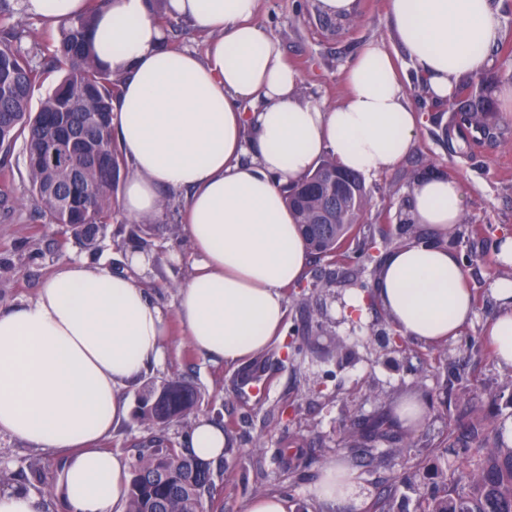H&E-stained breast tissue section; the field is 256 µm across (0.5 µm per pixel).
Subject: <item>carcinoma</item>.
<instances>
[{
	"instance_id": "1",
	"label": "carcinoma",
	"mask_w": 512,
	"mask_h": 512,
	"mask_svg": "<svg viewBox=\"0 0 512 512\" xmlns=\"http://www.w3.org/2000/svg\"><path fill=\"white\" fill-rule=\"evenodd\" d=\"M111 4L112 0H89L88 11L62 27L48 68L37 65L18 46V33L0 32V148L23 141L31 197L51 222L71 225L74 238L86 246L94 241L84 236L80 225L97 224L105 235L117 219L112 191L123 166V153L112 135V102L121 79L99 62L87 38L96 14ZM52 71L61 72L62 77L33 113L32 97ZM493 86V79L483 74L469 77L462 96L448 103V111L461 116V125L477 131L497 125ZM59 112L69 113L71 125L106 157L105 167L87 170L84 185L71 180V169L82 166L84 159L70 156L63 167L43 162L50 137L47 122ZM339 171L336 160L327 155L312 173L284 187L286 203L300 224L306 246L321 263L310 288L326 295L333 294L344 267L349 284L368 288L362 275L367 266L377 271L383 264L386 255L380 247L425 235L407 213L395 229L362 223L365 203L351 204L336 196V183L328 182ZM323 211L329 223H315ZM324 319L323 310L309 311L303 324L292 325L290 332L296 336L323 333ZM199 401L198 387L183 376L174 374L144 385L136 409L143 434L131 456L126 512H223L212 463L197 459L186 447H177L167 435L173 424L192 426ZM385 442L398 446L403 437L380 421L367 420L353 427L347 447L369 448ZM309 443L311 437L303 432L292 436L290 444L296 453L289 468L306 465L304 448ZM461 449L472 457L473 467L458 479L435 487L422 512H512V446L500 432L471 422L465 427ZM25 472L30 474L25 484L40 494L50 492V464L41 456L28 458L18 471L1 460L0 487L19 483Z\"/></svg>"
}]
</instances>
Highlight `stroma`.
<instances>
[{
    "instance_id": "35a3bbf8",
    "label": "stroma",
    "mask_w": 512,
    "mask_h": 512,
    "mask_svg": "<svg viewBox=\"0 0 512 512\" xmlns=\"http://www.w3.org/2000/svg\"><path fill=\"white\" fill-rule=\"evenodd\" d=\"M386 3L356 0L355 15L333 34L319 25L316 0H263L257 21L281 42L289 62L299 68L302 94L329 105L346 94L343 70L365 45L381 43L393 57L419 117L416 147L392 169L365 179L369 202L364 221L396 224L410 198L415 173L428 165L463 182L469 205L460 226L481 230L474 241L473 261L465 268L476 296V316L464 333L478 337L498 309L490 289V244L503 233H512V116H506L501 103L497 110L505 118L491 134L447 132L448 107L436 104L415 78L389 24ZM9 27L21 31V49L38 62L61 33L60 26L25 14L21 0H7L0 11V28ZM1 170L11 179L0 180V194L8 196L7 205L0 206V307L34 300L56 267L73 258L113 271L127 269L128 257L136 249L132 229L142 226L148 231L151 263L138 276L149 299L170 320L166 360L149 367L145 377L159 381L175 373L189 376L203 394L200 415L219 418L221 425L232 430L243 454L224 469L218 481L223 512H239L245 499L265 494L287 497L294 512H337L334 505L314 502L309 487L327 462L353 456L359 460V483L352 512H373L374 502L383 495L390 496L392 512H420L429 488L452 477L460 467L451 435L458 422L480 415L496 428L512 423V407L497 398L500 388L512 380V369L500 366L491 349L472 358L465 384H458L454 369L463 356L459 338L441 346L411 341L406 350L390 352L376 337L377 330L389 327V318L371 299L364 315L351 322L340 303L327 301L326 317L334 322L335 333L304 340V347L315 350L314 360L291 366L284 359L283 343H275L265 352L268 364L261 395L235 392L233 386L240 383L247 365L214 364L187 341L174 316L178 288L190 277L194 260L189 245L176 241L182 232L183 197H171L158 220L145 224L132 217L112 224L97 247L86 248L67 226L50 223L36 209L27 188L22 144L0 150ZM340 337L348 346L349 357L344 361L336 355ZM463 390L468 400H460ZM409 395L424 402L427 417L418 431L405 434L404 452L380 458L363 448H346L352 422L372 418L392 400ZM289 402L298 406V416L282 413V406ZM299 430L318 433L323 445L310 449L309 466L292 474L280 464L278 452ZM257 436L263 438L264 447L252 446Z\"/></svg>"
}]
</instances>
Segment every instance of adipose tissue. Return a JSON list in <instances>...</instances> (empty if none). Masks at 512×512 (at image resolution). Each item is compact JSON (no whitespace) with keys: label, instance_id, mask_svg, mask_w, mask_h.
Masks as SVG:
<instances>
[{"label":"adipose tissue","instance_id":"ef3b65f1","mask_svg":"<svg viewBox=\"0 0 512 512\" xmlns=\"http://www.w3.org/2000/svg\"><path fill=\"white\" fill-rule=\"evenodd\" d=\"M260 0H168L169 13L214 33L204 54L168 48L147 0H113L89 32L121 77L112 131L133 172L122 208L159 218L165 196L185 197L182 222L196 257L176 315L193 347L237 365L284 334L286 287L305 276L309 252L285 202L284 184L319 158L371 176L415 146L418 117L405 80L378 43L345 68L348 94L328 106L299 92L302 77L255 20ZM388 19L433 99L459 78L495 64L498 0H389ZM467 208L461 182L416 181L410 216L436 234L392 251L374 296L401 334L434 345L473 318L476 297L441 234ZM501 306L483 328L498 362L512 368V279L497 277ZM166 321L140 281L80 259L60 264L36 299L0 307V434L63 453L66 512H121L127 456L104 448L130 405L121 389L164 360ZM223 428L199 419L190 450L224 453ZM358 475L331 461L312 487L316 502L349 508Z\"/></svg>","mask_w":512,"mask_h":512}]
</instances>
